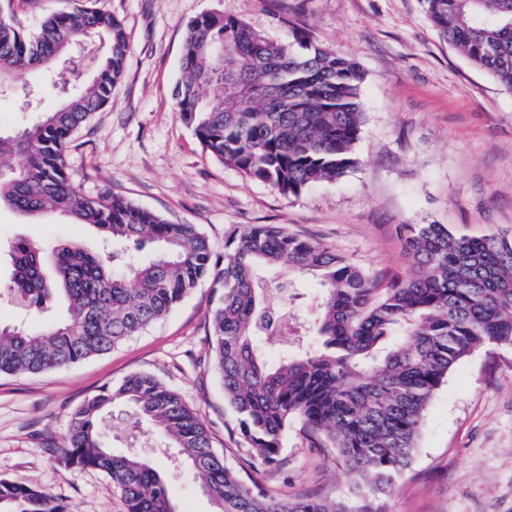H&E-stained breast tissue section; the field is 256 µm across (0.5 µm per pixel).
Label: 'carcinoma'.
<instances>
[{
    "instance_id": "carcinoma-1",
    "label": "carcinoma",
    "mask_w": 512,
    "mask_h": 512,
    "mask_svg": "<svg viewBox=\"0 0 512 512\" xmlns=\"http://www.w3.org/2000/svg\"><path fill=\"white\" fill-rule=\"evenodd\" d=\"M438 31L469 62L512 90V0H421ZM82 38L92 83L14 135L0 134V207L26 217L59 213L97 229L115 248L153 245L148 262L118 270V253L78 243L52 251L26 238L9 245L8 295L38 316L0 322V374L39 373L105 353L163 318L201 283L212 288L209 344L224 400L250 455L273 462L288 426L300 420L336 449L355 487L390 492L412 462L423 420L448 373L486 344L512 346V236L461 235L446 224H404L406 275L386 287L324 244L272 224H248L214 260L197 224L172 223L116 195L88 198L71 183L66 154L74 132L112 101L128 37L112 14L72 0L37 34L0 17V88L55 96L46 75ZM364 73L356 61L297 38L270 39L233 14L188 24L173 99L180 121L215 159L242 176L298 197L358 164L365 119ZM217 93L209 95L206 89ZM314 276L319 309L277 363L261 340L276 320L279 269ZM63 320H46L57 296ZM187 457L222 512H345L321 498L290 502L246 486L212 447L204 421L149 374L89 397L73 414L66 443L50 453L67 467L107 473L127 512H174L153 460L106 446L103 413L115 402ZM0 512H72L49 492L0 480Z\"/></svg>"
}]
</instances>
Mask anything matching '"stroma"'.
<instances>
[{
    "mask_svg": "<svg viewBox=\"0 0 512 512\" xmlns=\"http://www.w3.org/2000/svg\"><path fill=\"white\" fill-rule=\"evenodd\" d=\"M66 0H0L37 31ZM123 24L129 50L112 101L75 133L68 171L84 196L110 193L175 223L200 225L215 258L247 224H276L317 240L381 283L404 275V224L457 233H512V90L474 67L428 19L421 0H95ZM227 12L278 40L301 32L351 57L365 75L357 167L298 197L244 178L205 152L172 98L191 20ZM24 237L95 248L94 228L55 213L0 209V243ZM210 288L201 284L159 323L66 368L0 375V479L48 491L74 512H126L110 476L52 456L91 395L145 373L177 391L210 430L214 451L245 485L290 500L326 498L357 512L335 449L292 423L276 463L252 458L224 403L208 336ZM103 428L114 452L153 459L177 512H215L179 449L113 407ZM385 512H512V346L489 344L452 369L425 416L411 466Z\"/></svg>",
    "mask_w": 512,
    "mask_h": 512,
    "instance_id": "stroma-1",
    "label": "stroma"
}]
</instances>
